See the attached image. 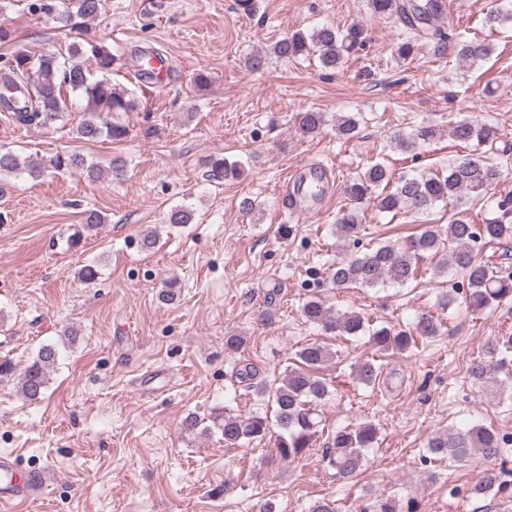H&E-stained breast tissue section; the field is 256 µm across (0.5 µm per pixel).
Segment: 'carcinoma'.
I'll list each match as a JSON object with an SVG mask.
<instances>
[{
	"label": "carcinoma",
	"instance_id": "obj_1",
	"mask_svg": "<svg viewBox=\"0 0 512 512\" xmlns=\"http://www.w3.org/2000/svg\"><path fill=\"white\" fill-rule=\"evenodd\" d=\"M32 15L51 17L59 27L68 30L73 41L66 53L17 50L3 62L0 88L8 91V98L0 104L13 113L23 124L39 128H52L69 111V96L78 94L87 101L83 116L76 126V138L94 142L101 138L122 141L128 129L117 121L122 112L135 106L128 90L112 83V73L121 67L122 57L112 52L104 40L85 38L90 22L101 13L102 0H75L72 9L63 8L57 0H28ZM374 16H396L409 27L407 40L397 49L398 56L406 59L413 54L412 40L420 36L417 23L438 14L440 0L416 3L414 0H369ZM512 23V0H499L495 8L485 15V24L491 28ZM368 43L367 30L362 24H352L343 30L330 25H319L309 34L295 32L275 42L270 54L288 62L301 56H314L321 67L336 71L351 54L362 51ZM490 47L476 39L456 43L457 61L473 66L485 60ZM326 124L322 112L307 110L297 115V129L302 135H316ZM358 120L353 116L336 119V136L351 139L356 136ZM439 125L424 121L411 130H395L390 142L404 152H413L419 146L436 139ZM450 134L455 142L470 149L466 155L448 164L445 174L411 170L395 176L385 165L375 163L358 173L345 186L351 206L336 216V261L328 267V280L337 288L355 285L364 288L398 285L404 286L418 276L419 265L428 257L440 256V265L459 271L466 281L464 303L480 310L512 301V275L498 274L496 267L479 258L478 242L498 243L512 239V198L507 196L497 203V216L473 224L458 218L446 226L429 225L418 236L396 244H381L376 248L345 254L359 247L363 224L361 206L368 204L380 213L398 214L402 211L424 213L439 203H463L464 199H478L496 187L512 172L507 151H495L500 141L498 128L490 123H478L468 117L455 121ZM214 175L224 178L239 176L244 170L240 161L225 158L211 160ZM80 171L91 181L99 180L104 169L87 160L76 150L58 152L44 162L24 163L7 148L0 149V173L26 174L39 178L44 171ZM194 212L188 207L171 209L166 218L169 224H190ZM306 322L335 336H369V341L380 354L404 351L418 341H427L440 334L442 322L430 313L416 315L403 326L371 328L365 317L356 311H342L326 305L318 297L307 298L301 306ZM512 352V335L500 336L488 348L486 356L471 362L468 374L481 387L498 384L497 374L505 364L502 353ZM334 356L322 344L313 342L297 354L298 364L286 370L279 383L265 381L252 383L253 373L245 365L235 373L241 383H247L261 402L264 412L254 411L248 416L224 410L222 433L229 446L261 443L275 437L280 459L292 463L305 456L317 437L318 408L329 396L328 382L319 376L320 369ZM58 360L53 345L43 346L37 358L21 371L18 382L21 392L31 400L42 395L48 382V371ZM356 380L366 387L378 384L382 371L373 360L353 367ZM377 441L376 427L369 422L336 429L327 442L324 460L336 474L346 477L357 472L365 461L366 451ZM503 439L492 428L473 425L454 432H443L432 437L427 446L425 461L437 458L460 460L471 451L487 457L501 455ZM502 460L501 468L486 471L469 489V496L482 500L490 494L512 495V471Z\"/></svg>",
	"mask_w": 512,
	"mask_h": 512
}]
</instances>
